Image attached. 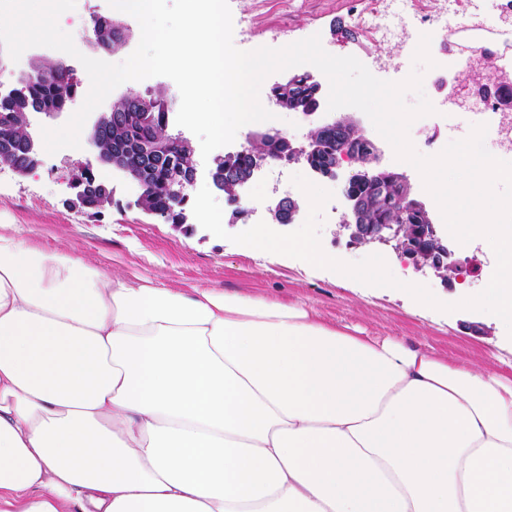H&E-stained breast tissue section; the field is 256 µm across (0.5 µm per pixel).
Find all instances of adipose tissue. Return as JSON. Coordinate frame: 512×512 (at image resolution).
Returning <instances> with one entry per match:
<instances>
[{
	"instance_id": "adipose-tissue-1",
	"label": "adipose tissue",
	"mask_w": 512,
	"mask_h": 512,
	"mask_svg": "<svg viewBox=\"0 0 512 512\" xmlns=\"http://www.w3.org/2000/svg\"><path fill=\"white\" fill-rule=\"evenodd\" d=\"M512 512V378L0 233V512Z\"/></svg>"
}]
</instances>
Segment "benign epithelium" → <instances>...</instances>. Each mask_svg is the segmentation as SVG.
I'll return each mask as SVG.
<instances>
[{"label": "benign epithelium", "mask_w": 512, "mask_h": 512, "mask_svg": "<svg viewBox=\"0 0 512 512\" xmlns=\"http://www.w3.org/2000/svg\"><path fill=\"white\" fill-rule=\"evenodd\" d=\"M122 30L123 27L120 24L98 17L93 21L92 36L89 41L107 50L112 44V32ZM498 72L499 68L496 67L483 74L484 84L481 85L478 95L484 98H496L498 109L506 112L512 110V98L500 93L502 82ZM35 76L55 87L64 100V105L67 106L74 100L76 82L68 65L60 62L51 69H43L41 59L32 58L28 68L21 72L20 82L23 83ZM322 111L323 100L320 99L308 111L301 113V117L312 125L314 132L321 133L331 128L342 132L336 155L326 166L315 167L312 164L313 157L320 150L316 137L311 135L306 144L295 146L279 131L271 129L266 131V135L286 144L287 150L274 155L256 154L252 174L255 175L263 168L276 163L284 165L301 163L318 176L334 177L341 159H353L359 164V168L350 174L344 183L348 218L342 224V228L348 233L350 243L358 245L394 241L396 249L402 251L419 268L427 267L443 278L448 277L450 271L457 275L463 273L466 267L451 259L452 250L448 240L439 234L436 224L429 218L426 205L415 196L404 194L387 198L388 207L398 215L396 224H367L361 219L363 205L351 194L350 185L356 182L378 183L381 170L378 149L364 136L361 127L350 114L337 112L333 117L321 120L319 114ZM34 114L54 116L56 112L45 111L38 107L27 111L14 108L0 110V165L10 167L20 176L31 173L42 163L38 142L31 131V116ZM123 117V113L112 108L108 112L99 113L92 123L89 143L99 151V167L95 170L87 169L79 181L82 190L77 195V201L81 207L88 206L89 199L92 197L96 199V205L99 207L112 201V179L114 171L118 170L131 180L137 206L144 212H149L146 203L150 188L132 171L128 152L118 147L111 149L102 147L103 135L111 131L113 126L120 124ZM17 130L21 131L22 145L27 157L23 164L16 162L8 150V146L14 142V133ZM136 151L144 157L152 158L165 157L172 152L178 156L177 163L172 167L169 189L174 202L181 207L184 206L189 198L187 189L193 185L197 174L193 164L195 148L192 142L181 135L163 133L141 142L136 147ZM299 211V204L289 196L273 197L267 203V212L273 225L288 226L295 223ZM413 213L421 214L425 218V223H408V217Z\"/></svg>", "instance_id": "obj_1"}]
</instances>
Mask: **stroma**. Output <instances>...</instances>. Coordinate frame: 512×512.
Here are the masks:
<instances>
[{"label":"stroma","mask_w":512,"mask_h":512,"mask_svg":"<svg viewBox=\"0 0 512 512\" xmlns=\"http://www.w3.org/2000/svg\"><path fill=\"white\" fill-rule=\"evenodd\" d=\"M390 0H229L233 18L242 22V32L234 36L237 48L252 50L279 48L320 34L325 50L336 56L358 58L377 78L404 80L413 69V54L401 37L378 38L366 29L363 16L389 4ZM452 6L462 25L493 24L512 33V13L501 14L497 0H417L416 16L434 15ZM122 22L131 38L111 52L90 47L86 36L94 18ZM62 30L71 33L79 57L48 47L40 55L63 59L77 80L86 70L80 56L109 63L127 58L140 40V26L131 15L115 10L108 0H79L77 12L59 19ZM437 69L423 73V89L434 105L433 115L416 120L409 131L418 152L439 153L449 142L448 129L455 126L469 133L476 117L471 106L442 110L444 93L435 81ZM144 97H163L170 115H177L181 97L176 84L163 76L134 85L121 84L101 104L109 111L114 100L128 91ZM358 120L365 136L380 150V163L407 176L414 195L423 201L434 221L442 216L433 198L425 191L418 171L397 161L390 144L371 128L366 115ZM96 154L89 144L72 152L43 154L41 165L26 176L0 166V225L7 232H20L30 244L48 252L70 257H86L128 279L146 278L179 288H212L269 302L303 305L325 323L350 325L369 336H401L413 344H428L451 360H477L512 376V338L506 328L478 311L461 309L450 313L419 305L410 295L387 287L368 286L342 279L339 273L318 269L309 263L283 255L266 254L247 246L219 239L205 230L196 218L174 224L164 217L144 213L120 175L112 181L111 205L101 209L75 207L74 186L83 168L95 165ZM354 169L343 162L334 179L319 177L315 183L331 190L334 197L323 211L321 245L354 263L372 254L398 265L415 282L427 286L437 299L458 302L462 293L476 294L485 288L496 268L494 252L482 239H474L467 252L454 258L466 264L467 273L442 279L430 269L417 268L396 250L394 244L352 245L342 228L346 208L343 197L345 177ZM500 339V357H493L487 337Z\"/></svg>","instance_id":"obj_1"}]
</instances>
